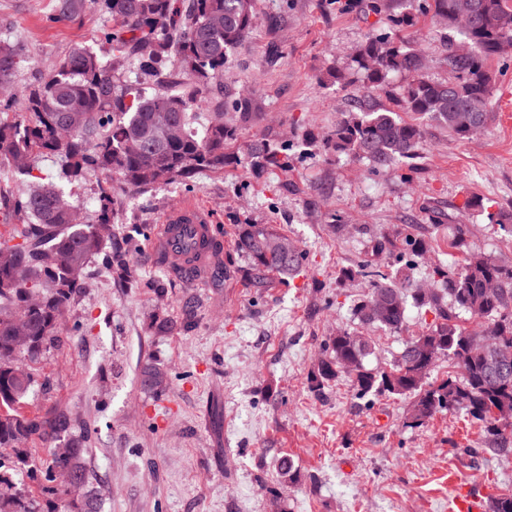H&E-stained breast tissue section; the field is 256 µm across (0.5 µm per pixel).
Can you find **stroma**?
I'll use <instances>...</instances> for the list:
<instances>
[{"instance_id": "1", "label": "stroma", "mask_w": 512, "mask_h": 512, "mask_svg": "<svg viewBox=\"0 0 512 512\" xmlns=\"http://www.w3.org/2000/svg\"><path fill=\"white\" fill-rule=\"evenodd\" d=\"M55 0H0V40L22 48L13 87L78 47L98 49L107 21L92 8L65 21ZM257 27L230 55L224 86L246 90L253 119L230 150L245 157L266 140L289 145L290 168L253 174L246 164L203 171L144 191L114 189L117 217L107 241L124 251L136 285L112 277L101 259L68 302L58 343L25 368L41 415L65 418L87 450V488L99 512H456L459 490L489 512L512 489V462L484 450L464 413L408 421L409 396L358 398L348 376L312 389L309 376L337 330H359L354 303L367 290L343 269L370 259L374 239L414 225L431 242L428 262L409 269L414 286L432 287L431 270L450 264L448 240L512 264V51L487 64L493 118L462 141L423 120L425 142L413 165L372 170L306 143L326 133L363 96L362 77L323 85L331 66L349 64L364 35L386 16L337 12L333 0H256ZM411 47H423L429 75L448 76L449 30L431 17ZM191 198L208 207L224 235L223 276L187 283L151 251L162 214ZM243 224H271L302 255L299 271L247 280L237 248ZM173 322L163 333L151 315ZM432 313L409 307L405 330L375 329L373 369L389 366ZM154 363L168 390L143 389ZM293 477H285L282 463Z\"/></svg>"}]
</instances>
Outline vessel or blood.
<instances>
[{"instance_id":"1","label":"vessel or blood","mask_w":512,"mask_h":512,"mask_svg":"<svg viewBox=\"0 0 512 512\" xmlns=\"http://www.w3.org/2000/svg\"><path fill=\"white\" fill-rule=\"evenodd\" d=\"M220 241L208 208L193 200L168 211L156 234V248L170 269L195 284L207 278Z\"/></svg>"}]
</instances>
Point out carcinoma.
Returning <instances> with one entry per match:
<instances>
[{"instance_id": "carcinoma-1", "label": "carcinoma", "mask_w": 512, "mask_h": 512, "mask_svg": "<svg viewBox=\"0 0 512 512\" xmlns=\"http://www.w3.org/2000/svg\"><path fill=\"white\" fill-rule=\"evenodd\" d=\"M478 2L480 15L472 23L468 0H348L342 5L345 10L387 14L391 32L370 31L357 45L352 68L363 73L367 94L321 137L324 150L367 160L377 170L392 169L418 154L424 145L423 126L379 106L372 97L396 73L410 77L397 100L398 110L435 120L459 140L484 130L491 120L486 61L501 55L502 44H512V0ZM82 8L83 0H57V19H69ZM98 12L112 20L101 31L100 51L76 48L21 93L0 95V159H28L18 168L26 179L5 202L28 223L0 239V450L10 451L17 463L28 467L41 494L56 498L53 512H96L91 494L71 501L58 495L53 480L56 471L68 470L86 483L85 449L65 435V424L29 410L34 379L21 365L20 354L34 360L57 341L63 309L81 286L92 258H102L121 279L130 273L125 254L107 252L100 233V226L112 224L111 194L100 189L96 223L87 224L75 213L62 183L101 175L124 190L143 191L161 183L160 171L166 173V182L190 179L200 170L220 172L238 162L229 147L241 125L252 119L247 97L230 100L233 115L221 125L192 107L221 88L229 54L256 26L254 0H99ZM429 14L460 32L468 47L467 53L458 54L448 45V79L443 81L427 75V57L404 40ZM19 63L17 49L0 41L1 87L12 86ZM129 71L135 74L132 80ZM349 75V68L333 66L322 81L343 86ZM19 98L25 116L10 119ZM161 110L172 117L164 128L155 122ZM288 151L286 145L256 140L247 158L255 170L286 169ZM49 156L60 167L58 184L33 174L39 160ZM237 245L250 261L249 279L255 284H263L273 272H293L300 264L301 256L288 238L270 224L240 225ZM464 246L460 229L448 240V254L457 259V267L433 269L443 288H411L369 262L344 270L345 279H368L366 294L354 306L361 325L400 332L410 303L431 311L434 322L408 340L389 367L377 370L364 364L374 350L372 337L339 331L325 345L310 381L319 390L351 363L359 397H412V427L439 412L463 411L482 429L485 451L498 455L505 449L512 452V358L499 359L500 349L512 350V265L466 253ZM428 249L424 238L401 231L375 243L378 254L396 252L412 259L422 258ZM463 314L474 327L462 324ZM20 324L30 341L25 350L17 341ZM441 358L453 361L460 373L432 385L428 379ZM141 383L161 397L168 374L147 365ZM36 435L43 442L39 450L28 447ZM61 441L68 448L65 454L57 451ZM0 512H37L1 474Z\"/></svg>"}]
</instances>
